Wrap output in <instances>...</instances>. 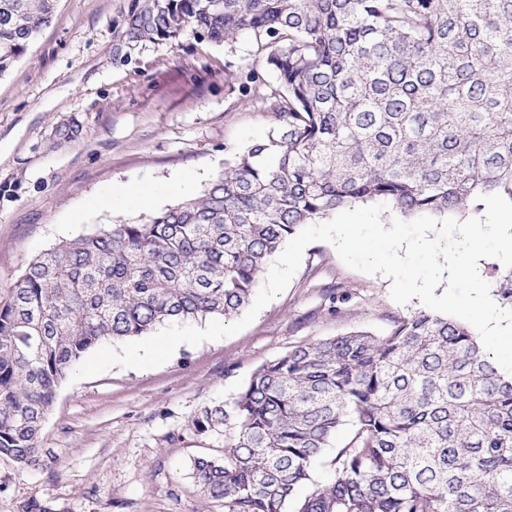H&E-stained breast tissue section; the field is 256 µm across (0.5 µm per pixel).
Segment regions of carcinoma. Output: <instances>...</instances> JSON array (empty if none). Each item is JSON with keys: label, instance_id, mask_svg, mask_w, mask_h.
Listing matches in <instances>:
<instances>
[{"label": "carcinoma", "instance_id": "1", "mask_svg": "<svg viewBox=\"0 0 512 512\" xmlns=\"http://www.w3.org/2000/svg\"><path fill=\"white\" fill-rule=\"evenodd\" d=\"M57 0H0V76ZM248 35L284 92L276 125L203 193L35 256L0 301V456L38 460L68 371L104 341L237 314L300 226L386 200L442 215L512 199V0H135L130 43ZM334 478L311 468L345 424ZM233 424L196 486L228 512H512V378L427 311L293 346L203 434Z\"/></svg>", "mask_w": 512, "mask_h": 512}]
</instances>
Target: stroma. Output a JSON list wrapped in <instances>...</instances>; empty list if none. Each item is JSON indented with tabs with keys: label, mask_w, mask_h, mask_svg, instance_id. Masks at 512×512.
<instances>
[{
	"label": "stroma",
	"mask_w": 512,
	"mask_h": 512,
	"mask_svg": "<svg viewBox=\"0 0 512 512\" xmlns=\"http://www.w3.org/2000/svg\"><path fill=\"white\" fill-rule=\"evenodd\" d=\"M133 0H58L51 22L0 76V299L28 262L63 239L133 222L201 193L234 151L275 124L280 91L249 38L128 43ZM78 125L69 141L61 129ZM158 186L154 207L89 210L104 187ZM392 281L347 267L334 246L309 244L288 287L234 336L180 345L151 369L115 365L62 382L45 418L36 465L0 457V512L39 499L50 512H225L201 493L196 458L221 455L235 435L197 433L193 419L228 404L266 361L292 346L367 329L423 308L400 305Z\"/></svg>",
	"instance_id": "obj_1"
}]
</instances>
